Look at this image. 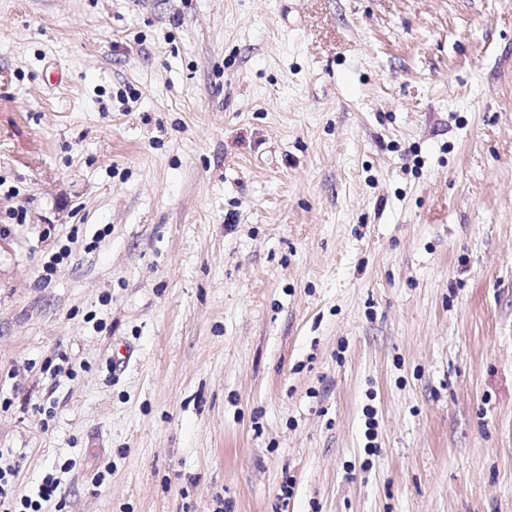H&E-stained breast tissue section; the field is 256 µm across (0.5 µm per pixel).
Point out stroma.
Segmentation results:
<instances>
[{"label":"stroma","instance_id":"35a3bbf8","mask_svg":"<svg viewBox=\"0 0 512 512\" xmlns=\"http://www.w3.org/2000/svg\"><path fill=\"white\" fill-rule=\"evenodd\" d=\"M0 466L512 512V0H0Z\"/></svg>","mask_w":512,"mask_h":512}]
</instances>
